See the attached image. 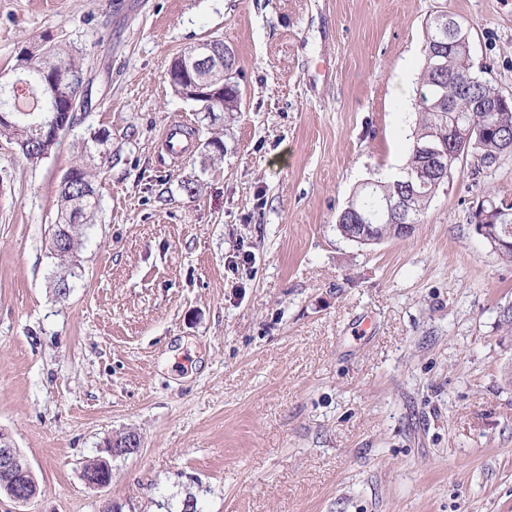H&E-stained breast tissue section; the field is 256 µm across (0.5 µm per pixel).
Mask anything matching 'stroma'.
I'll return each mask as SVG.
<instances>
[{"label":"stroma","mask_w":512,"mask_h":512,"mask_svg":"<svg viewBox=\"0 0 512 512\" xmlns=\"http://www.w3.org/2000/svg\"><path fill=\"white\" fill-rule=\"evenodd\" d=\"M442 11L512 97V0H0V72L70 44L88 102L39 164L0 139V430L39 486L0 512H512V264L470 222L486 193L512 200V155L477 178L460 159L408 238L336 229L406 164ZM207 39L233 49L241 97L214 122L165 77ZM177 119L193 135L174 163ZM103 148L59 297V183ZM128 430L139 453L88 487Z\"/></svg>","instance_id":"obj_1"}]
</instances>
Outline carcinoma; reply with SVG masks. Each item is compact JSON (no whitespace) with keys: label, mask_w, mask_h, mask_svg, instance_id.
I'll list each match as a JSON object with an SVG mask.
<instances>
[{"label":"carcinoma","mask_w":512,"mask_h":512,"mask_svg":"<svg viewBox=\"0 0 512 512\" xmlns=\"http://www.w3.org/2000/svg\"><path fill=\"white\" fill-rule=\"evenodd\" d=\"M451 16L440 12L427 22L423 48L424 66L418 78L419 97L416 103L418 119L410 154L402 176L395 179H377L361 187L346 206L369 215V223L378 228V236L399 238L394 224L400 217L386 211L381 202L386 197H403L407 219L421 223L429 205L445 179L430 165L428 145L448 150V169H453L457 157L448 144V127L470 124L474 103L481 100L494 104L501 100V92L491 80L474 72L470 31L449 24ZM59 67L83 71L76 61L72 47L64 43L50 44L40 50L23 49L13 68L14 79L26 80L27 95L13 94L8 107L14 111L9 121H0V137L16 144L26 159L38 164L47 158L46 145L39 138H49V128L43 126L45 113L41 107L54 108L68 124H74L69 101L63 92L44 93L46 71ZM475 79L470 85L465 77ZM479 122L472 130L477 167L473 175L496 167L508 153L505 139L512 140V100L492 112H479ZM96 191L94 173L78 164L62 178L58 190V222L52 233L51 254L67 263L79 253L88 226L96 223L99 203L89 193ZM487 209L500 208L495 220L489 223V234L501 241L494 250L497 256L512 262V203L487 195L483 200Z\"/></svg>","instance_id":"1"}]
</instances>
